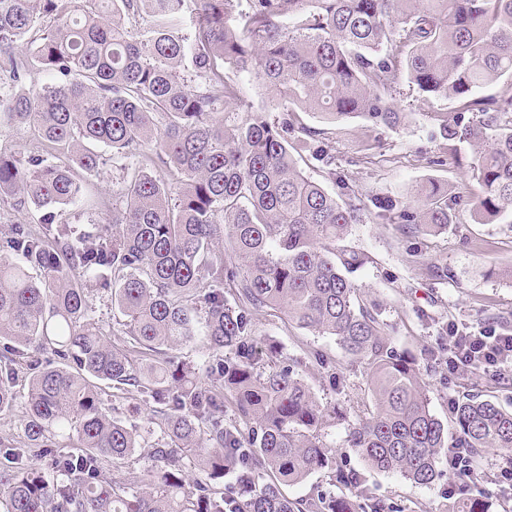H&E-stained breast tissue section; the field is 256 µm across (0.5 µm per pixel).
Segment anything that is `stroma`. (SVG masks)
<instances>
[{
	"label": "stroma",
	"mask_w": 512,
	"mask_h": 512,
	"mask_svg": "<svg viewBox=\"0 0 512 512\" xmlns=\"http://www.w3.org/2000/svg\"><path fill=\"white\" fill-rule=\"evenodd\" d=\"M391 105L408 113L405 126L372 129L361 120L334 125L311 112L302 113L301 118L308 127L334 140L336 168L346 173L363 200L380 198L412 204L417 200L418 187L432 182L456 191H474L476 185L466 164L436 162L447 149L430 115L453 111L454 101L424 96L404 82L393 94ZM367 138L375 146L369 163L359 154V146ZM111 193V169L88 177L82 201L65 211L68 221L75 229H82L94 219L98 197ZM344 244L367 255L366 264L354 271L352 278L364 300L378 310L396 347L415 355L434 352L436 369L428 382L430 408L437 417L447 419L449 399L462 393L512 410V378L449 375L445 364L448 354L439 349L437 341L442 323L481 327L494 315L498 327H512L511 214L496 223L482 224L471 212H463L447 231L416 239L408 238L397 225L380 223L371 215L364 223L350 227ZM431 262L447 267L446 281L439 283L427 276L425 267ZM252 323L257 340L275 342L284 355L297 362L320 403L345 408L369 403L361 366L349 361L334 337L299 328L283 312L270 308L255 312ZM101 397L127 424L151 429L152 439H160V429L149 426V405L136 393L106 386ZM347 427V419H336L326 427L325 439L336 449L337 464L362 472L367 498L385 500L402 512H445L448 500L442 486H419L367 469L358 456L346 453L342 443ZM511 460L512 449L493 448L485 450L477 462L470 487L489 499L492 512H512V492L502 489L496 479L500 468Z\"/></svg>",
	"instance_id": "35a3bbf8"
}]
</instances>
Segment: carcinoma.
Masks as SVG:
<instances>
[{"mask_svg": "<svg viewBox=\"0 0 512 512\" xmlns=\"http://www.w3.org/2000/svg\"><path fill=\"white\" fill-rule=\"evenodd\" d=\"M35 66L52 81L28 88ZM238 74L264 87L266 107L246 103ZM404 78L455 100L433 117L449 160L472 149L479 191L428 186L419 205L376 199L371 212L298 113L397 129L408 113L388 97ZM494 82L497 95L479 94ZM5 123L38 146L0 152V210L38 218L0 235V413L15 407L19 373L29 386L25 443L0 441V512H393L336 464L323 429L340 411L252 337L253 313L272 306L362 365L372 406L342 447L416 485L448 477L450 512H490L467 477L485 450L512 448V412L453 397L448 432L427 395L431 357L396 348L348 277L367 256L338 243L371 213L415 238L463 210L484 224L512 212V0H0ZM294 141L343 201L298 170ZM109 165L119 188L97 204L103 219L73 232L62 215L82 195L76 171ZM91 285L110 294L119 329L91 314ZM201 320L196 365L176 351ZM201 368L220 387H203ZM102 383L153 403L166 441L111 414ZM144 449L137 475L106 476ZM34 450L46 468L28 464ZM322 470L331 489L281 493Z\"/></svg>", "mask_w": 512, "mask_h": 512, "instance_id": "carcinoma-1", "label": "carcinoma"}]
</instances>
